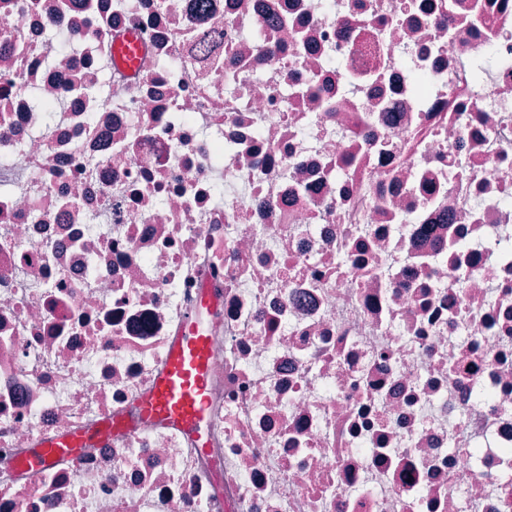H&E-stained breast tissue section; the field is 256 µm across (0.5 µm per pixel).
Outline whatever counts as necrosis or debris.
<instances>
[{
    "instance_id": "4bbe7bcc",
    "label": "necrosis or debris",
    "mask_w": 512,
    "mask_h": 512,
    "mask_svg": "<svg viewBox=\"0 0 512 512\" xmlns=\"http://www.w3.org/2000/svg\"><path fill=\"white\" fill-rule=\"evenodd\" d=\"M6 2L0 512H512V0ZM206 281V448L26 470Z\"/></svg>"
}]
</instances>
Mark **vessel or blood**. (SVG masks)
<instances>
[{"instance_id": "vessel-or-blood-1", "label": "vessel or blood", "mask_w": 512, "mask_h": 512, "mask_svg": "<svg viewBox=\"0 0 512 512\" xmlns=\"http://www.w3.org/2000/svg\"><path fill=\"white\" fill-rule=\"evenodd\" d=\"M221 303L222 297L214 288L199 290L196 304L169 345L164 369L155 377L151 390L137 400L133 415L103 418L91 434L80 430L59 432L35 449L26 467L39 473L57 458L78 456L88 440L104 445L142 422L179 429L192 436L197 447H205L213 315Z\"/></svg>"}]
</instances>
